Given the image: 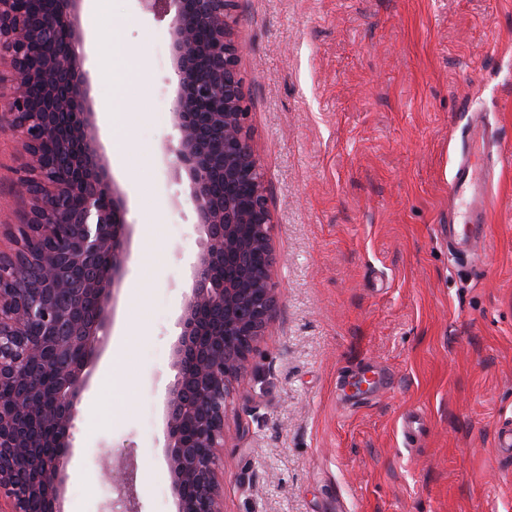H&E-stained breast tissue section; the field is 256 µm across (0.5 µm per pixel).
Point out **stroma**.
<instances>
[{
  "label": "stroma",
  "instance_id": "obj_1",
  "mask_svg": "<svg viewBox=\"0 0 512 512\" xmlns=\"http://www.w3.org/2000/svg\"><path fill=\"white\" fill-rule=\"evenodd\" d=\"M80 24L132 237L63 508L105 512L102 460L132 451L140 512H175L164 395L198 234L188 178L161 151L170 20L112 0ZM232 29L275 217L277 304L227 399L224 512H512V461L494 447L512 424V158L495 162L491 250L461 258L443 232L468 113L512 142V0H236ZM24 161L0 132L2 220L28 208Z\"/></svg>",
  "mask_w": 512,
  "mask_h": 512
}]
</instances>
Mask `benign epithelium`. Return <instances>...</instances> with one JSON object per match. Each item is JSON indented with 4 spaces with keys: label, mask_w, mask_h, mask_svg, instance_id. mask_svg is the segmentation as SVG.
I'll use <instances>...</instances> for the list:
<instances>
[{
    "label": "benign epithelium",
    "mask_w": 512,
    "mask_h": 512,
    "mask_svg": "<svg viewBox=\"0 0 512 512\" xmlns=\"http://www.w3.org/2000/svg\"><path fill=\"white\" fill-rule=\"evenodd\" d=\"M84 0L25 11L0 0V58L12 92L0 98L8 128L28 157L16 179L29 212L6 225L0 250V499L8 512H63L67 464L89 366L112 326L130 262L123 192L102 153L88 107ZM171 16L175 136L165 158L185 171L198 252L173 344L174 380L164 398L162 452L176 512H223L217 471L230 384L276 301L264 173L251 145L249 107L232 37L235 0H138ZM133 461L113 479L109 508L139 512Z\"/></svg>",
    "instance_id": "7a95c632"
}]
</instances>
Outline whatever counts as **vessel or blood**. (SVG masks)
Segmentation results:
<instances>
[{"label":"vessel or blood","instance_id":"vessel-or-blood-1","mask_svg":"<svg viewBox=\"0 0 512 512\" xmlns=\"http://www.w3.org/2000/svg\"><path fill=\"white\" fill-rule=\"evenodd\" d=\"M493 142L481 116L472 115L448 180V197L453 204L448 215V242L463 257L488 247L484 225L493 178Z\"/></svg>","mask_w":512,"mask_h":512}]
</instances>
